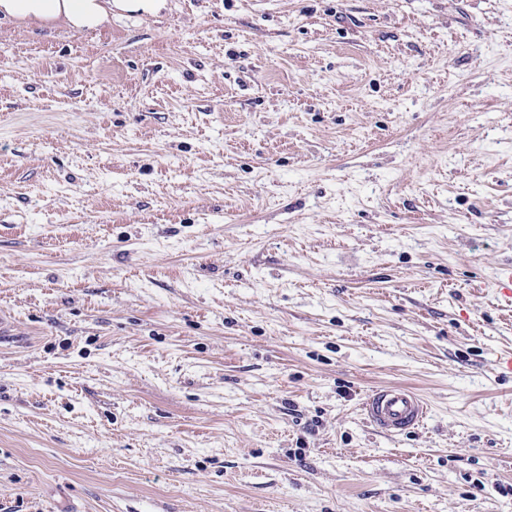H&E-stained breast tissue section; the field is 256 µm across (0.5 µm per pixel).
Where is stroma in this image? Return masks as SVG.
Listing matches in <instances>:
<instances>
[{"label":"stroma","mask_w":512,"mask_h":512,"mask_svg":"<svg viewBox=\"0 0 512 512\" xmlns=\"http://www.w3.org/2000/svg\"><path fill=\"white\" fill-rule=\"evenodd\" d=\"M509 267L512 0L0 18V512H512ZM363 409L368 424L389 435L419 428L429 413L426 401L418 392L400 385L376 388L368 395Z\"/></svg>","instance_id":"1"}]
</instances>
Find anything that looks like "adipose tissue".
Segmentation results:
<instances>
[{
    "mask_svg": "<svg viewBox=\"0 0 512 512\" xmlns=\"http://www.w3.org/2000/svg\"><path fill=\"white\" fill-rule=\"evenodd\" d=\"M164 0H0V15L31 23L60 22L80 29L111 23L113 8L154 14Z\"/></svg>",
    "mask_w": 512,
    "mask_h": 512,
    "instance_id": "adipose-tissue-1",
    "label": "adipose tissue"
}]
</instances>
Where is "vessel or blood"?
Listing matches in <instances>:
<instances>
[{
    "mask_svg": "<svg viewBox=\"0 0 512 512\" xmlns=\"http://www.w3.org/2000/svg\"><path fill=\"white\" fill-rule=\"evenodd\" d=\"M370 426L389 435L419 428L428 417L424 398L413 388L389 385L373 390L364 405Z\"/></svg>",
    "mask_w": 512,
    "mask_h": 512,
    "instance_id": "vessel-or-blood-1",
    "label": "vessel or blood"
}]
</instances>
